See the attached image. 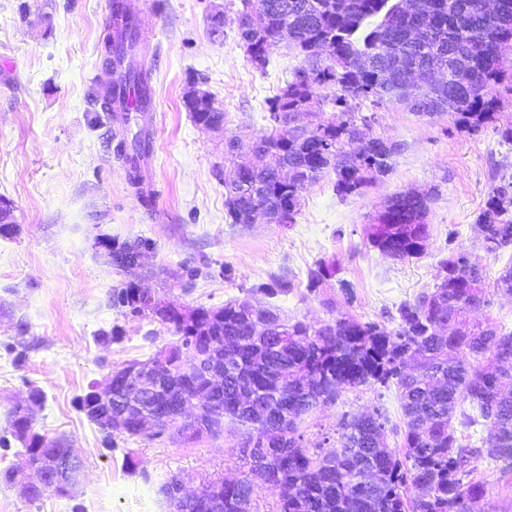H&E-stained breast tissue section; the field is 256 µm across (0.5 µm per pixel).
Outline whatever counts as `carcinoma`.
I'll return each mask as SVG.
<instances>
[{
    "label": "carcinoma",
    "instance_id": "1",
    "mask_svg": "<svg viewBox=\"0 0 512 512\" xmlns=\"http://www.w3.org/2000/svg\"><path fill=\"white\" fill-rule=\"evenodd\" d=\"M421 15L411 0H255L241 13L238 25L245 52L268 63L269 51L282 41L303 56L305 66L268 100L270 132L257 138L273 162L262 167L235 146L224 154L234 164V177L224 182L225 205L234 224H250L256 211L266 215L288 203V223L300 206L297 189L328 171L336 175V194L359 196L385 176L397 144L371 134V118L356 120L359 102L391 103L420 117L448 115L458 129L478 132L491 127L501 142L512 145V116L501 111L494 87L512 85V60L494 47L512 41V0H499L497 14L483 21L479 0H431ZM111 32L103 64L122 69L125 57L140 43L134 15L123 0H114ZM437 69V85H418L415 73ZM311 70V81L300 74ZM146 72L128 69L121 86L145 88ZM334 85L336 121L303 134L285 130L284 109L301 112L315 88ZM195 124L208 129L224 123V112L205 96L187 98ZM366 139L355 159L345 145ZM148 131L141 127L132 140L121 139L117 154L129 168L133 186L143 180L140 160L149 155ZM288 169V177L280 169ZM389 217L378 216L364 226L367 243L398 259L417 257L430 238V197L399 193L390 199ZM476 223L482 246L495 254L512 246V173L499 170ZM112 265L126 276L112 290L111 304L132 319H155L139 288L143 269L137 255L153 248L148 238L107 240ZM464 252L441 262L433 288L397 309L399 321L389 330L375 321L340 316L320 325L277 318L272 303L248 310L228 301L219 308L197 307L196 324L172 313L159 318L177 340L167 346L168 363L178 366L206 352L218 340L224 350V382L214 386L217 397L202 433L217 436L226 426L243 428L269 448L247 456L246 470L224 481L223 512H253L267 473L281 486L274 512H480L485 487L466 483L471 459L481 450L463 445L457 428L489 429L483 441L488 457L512 460V330L496 322H473L470 313L491 305L495 296H512V265L489 281L485 265L468 266ZM207 262L185 263L179 277L188 284L203 273ZM336 261L322 260L310 270L307 290L317 291L335 276ZM451 321L455 328L443 326ZM153 359L133 360L116 370L112 409L128 412L125 434L139 435L143 420L160 413L175 415L178 404L157 403L128 393L119 375L145 367ZM380 385L396 388L403 427L389 426L381 408L351 417L335 430L330 451L304 446L301 425L319 406L335 404L343 392ZM402 438L393 450L388 434ZM67 448L61 440L35 433L28 449L40 460L43 452Z\"/></svg>",
    "mask_w": 512,
    "mask_h": 512
}]
</instances>
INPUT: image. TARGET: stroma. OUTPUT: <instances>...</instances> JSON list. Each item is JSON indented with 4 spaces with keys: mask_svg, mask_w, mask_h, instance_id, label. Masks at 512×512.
I'll return each mask as SVG.
<instances>
[{
    "mask_svg": "<svg viewBox=\"0 0 512 512\" xmlns=\"http://www.w3.org/2000/svg\"><path fill=\"white\" fill-rule=\"evenodd\" d=\"M126 2L141 31L140 50L153 56L154 154L142 188L153 197L149 211L115 152L135 126L113 122L90 100L109 82L102 55L112 0H0V197L13 205L19 226L15 235H0V441L14 443L8 413L36 387L44 400L34 413L35 432L67 440L84 463L70 497H25L23 482L35 478L30 471L22 483H0V512H168L158 489L170 475L194 488L203 477L242 470L241 431L197 441L174 431L161 440L116 431L108 448L78 410L77 399L91 383L175 340L159 322L133 320L112 307L109 296L125 276L95 249L96 239L150 238L155 248L141 286L182 307L269 301L288 317L317 325L350 315L389 329L402 302L432 288L451 252H469L493 278L512 262L487 254L475 227L492 171L512 166V145L501 144L492 129L471 134L448 117L430 120L389 104L360 106L373 119V136L398 146L389 173L362 195L338 197L329 172L302 191L293 223H231L224 181L232 165L224 143H246L271 130L268 100L302 58L282 43L266 68L256 66L238 36L244 0ZM217 11L224 14L218 39L208 26ZM193 90L224 112L222 127L194 123L185 105ZM411 189L431 195V236L423 254L401 261L369 247L363 227L391 197ZM331 257L336 276L308 292L309 270ZM198 258L207 266L186 285L176 271ZM282 274L292 293H259ZM343 280L351 295L340 290ZM115 327L122 339L102 342L100 333ZM377 406L401 424L395 390L361 387L315 410L303 426L306 447L334 432L343 415ZM129 456L141 461L150 480L126 470ZM472 477L487 491L483 512H512L511 461L480 457Z\"/></svg>",
    "mask_w": 512,
    "mask_h": 512,
    "instance_id": "35a3bbf8",
    "label": "stroma"
}]
</instances>
